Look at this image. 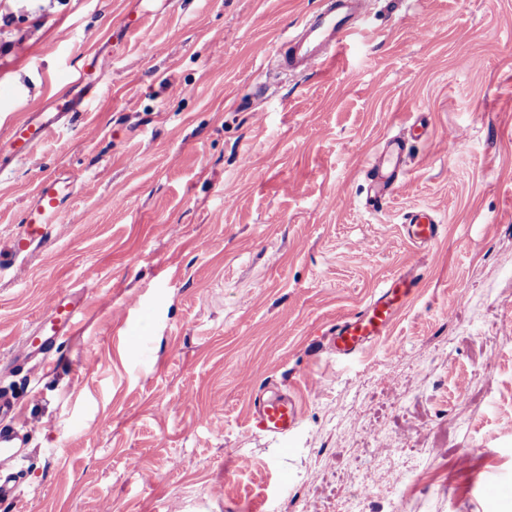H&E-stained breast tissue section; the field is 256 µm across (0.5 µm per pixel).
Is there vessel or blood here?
<instances>
[{
	"instance_id": "vessel-or-blood-1",
	"label": "vessel or blood",
	"mask_w": 512,
	"mask_h": 512,
	"mask_svg": "<svg viewBox=\"0 0 512 512\" xmlns=\"http://www.w3.org/2000/svg\"><path fill=\"white\" fill-rule=\"evenodd\" d=\"M368 0H326L317 13L306 17L298 32L288 34L273 54L282 72L306 77L331 64L337 53L352 40L359 22L367 11ZM110 65L108 55L84 56L66 91L57 95L49 111L31 112L15 122L8 135L0 138V166L33 154L61 124L81 111L85 102L95 97L106 79ZM429 121L418 116L408 125L407 136L386 140L376 161L366 169L369 185L367 202L379 207L392 196L408 175L406 157L408 137L427 133ZM74 188L72 178H43L24 204L20 222L22 232L12 241L13 256H29L44 248L52 238L56 223ZM403 235L417 250L426 249L442 231L434 215L425 208L407 213L402 224ZM420 276L407 270L387 278L370 300L360 309L339 319L328 331L325 349L340 360L356 358L366 347L380 341L393 329L400 312L411 302ZM49 317L39 328L38 351L49 354L57 337L75 330L80 309L72 298L53 295L49 301ZM252 430L284 436L300 421V409L289 395L269 394L267 388L251 393ZM25 443L18 427V412L10 399L0 396V501H16L21 485L9 467L23 452Z\"/></svg>"
}]
</instances>
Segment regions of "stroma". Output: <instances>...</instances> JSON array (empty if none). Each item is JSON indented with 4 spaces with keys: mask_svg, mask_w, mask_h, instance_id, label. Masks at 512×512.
Returning a JSON list of instances; mask_svg holds the SVG:
<instances>
[{
    "mask_svg": "<svg viewBox=\"0 0 512 512\" xmlns=\"http://www.w3.org/2000/svg\"><path fill=\"white\" fill-rule=\"evenodd\" d=\"M322 0H159L100 97L0 172V251L50 174L52 244L0 265V390L29 446L0 512H512V0H371L324 70L277 39ZM137 0H0V137L47 109ZM427 114L380 210L365 169ZM417 208L444 233L416 252ZM415 268L392 332L309 347ZM82 308L47 363L50 296ZM296 397L250 429L251 386ZM269 389L262 387L251 392V429L274 436L288 435L300 421L299 406L287 394L268 395Z\"/></svg>",
    "mask_w": 512,
    "mask_h": 512,
    "instance_id": "obj_1",
    "label": "stroma"
}]
</instances>
